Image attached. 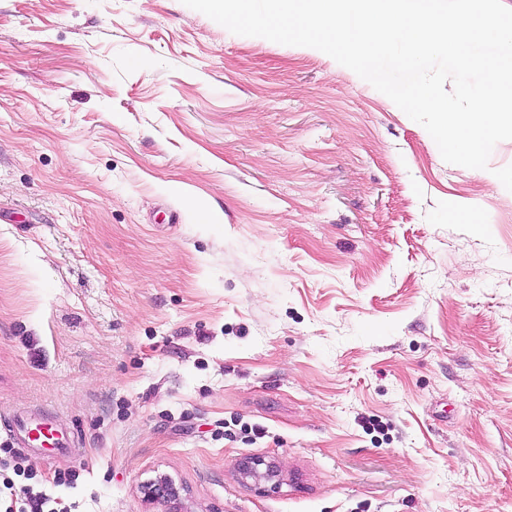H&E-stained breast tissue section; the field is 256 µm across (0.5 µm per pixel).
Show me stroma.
Listing matches in <instances>:
<instances>
[{
  "label": "stroma",
  "instance_id": "1",
  "mask_svg": "<svg viewBox=\"0 0 512 512\" xmlns=\"http://www.w3.org/2000/svg\"><path fill=\"white\" fill-rule=\"evenodd\" d=\"M159 475L183 512H512V140L447 163L182 0H0V512H170ZM240 476L246 481L251 480L256 485L269 484L275 488L280 483L282 475L280 467L273 460L263 458H244L237 465ZM144 494L150 499H163L179 503L181 490L168 477L159 476L145 483Z\"/></svg>",
  "mask_w": 512,
  "mask_h": 512
}]
</instances>
